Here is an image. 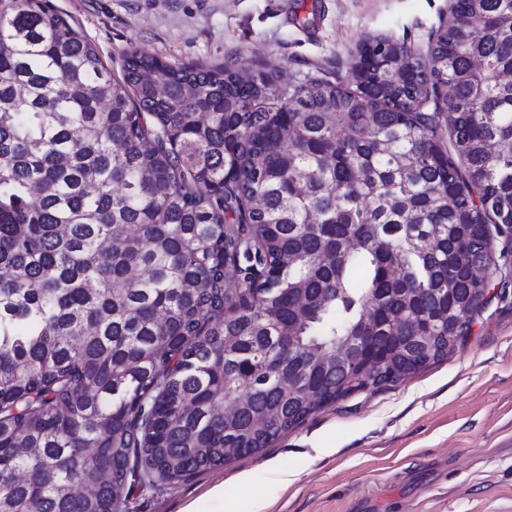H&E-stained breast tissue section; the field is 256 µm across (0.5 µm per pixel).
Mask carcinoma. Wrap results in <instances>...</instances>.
<instances>
[{"instance_id":"1","label":"carcinoma","mask_w":512,"mask_h":512,"mask_svg":"<svg viewBox=\"0 0 512 512\" xmlns=\"http://www.w3.org/2000/svg\"><path fill=\"white\" fill-rule=\"evenodd\" d=\"M412 55L369 38L356 89L273 106L228 65L115 80L50 0H0V512H122L470 334L512 257V0H455L406 82ZM350 338L369 381L312 356Z\"/></svg>"}]
</instances>
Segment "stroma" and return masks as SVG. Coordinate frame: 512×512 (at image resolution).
I'll use <instances>...</instances> for the list:
<instances>
[{"instance_id":"stroma-1","label":"stroma","mask_w":512,"mask_h":512,"mask_svg":"<svg viewBox=\"0 0 512 512\" xmlns=\"http://www.w3.org/2000/svg\"><path fill=\"white\" fill-rule=\"evenodd\" d=\"M454 0H50L114 78L127 53L173 65L231 64L285 92L352 85L367 38L427 58ZM470 336L399 381L316 409L259 453L171 486L125 489L128 512H179L213 484L251 471L229 512H512V278ZM326 455H319V448ZM293 473L281 487L277 470Z\"/></svg>"}]
</instances>
